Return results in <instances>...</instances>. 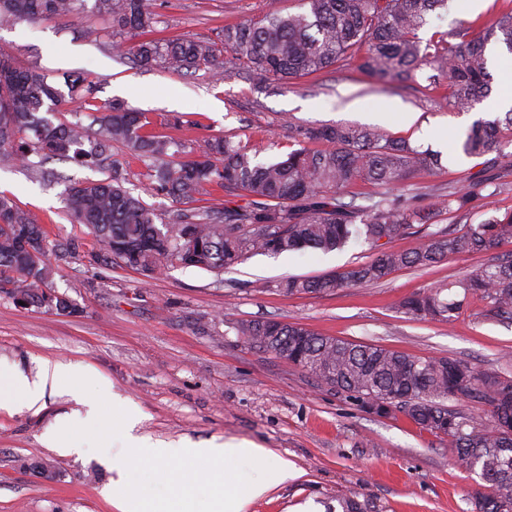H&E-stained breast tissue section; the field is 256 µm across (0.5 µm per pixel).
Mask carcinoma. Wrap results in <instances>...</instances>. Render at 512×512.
I'll return each instance as SVG.
<instances>
[{
    "label": "carcinoma",
    "instance_id": "carcinoma-1",
    "mask_svg": "<svg viewBox=\"0 0 512 512\" xmlns=\"http://www.w3.org/2000/svg\"><path fill=\"white\" fill-rule=\"evenodd\" d=\"M448 0H301L305 11L270 9L258 18L226 27L216 39H150L132 46L115 37L152 32L159 23L152 0H94L92 12L107 23L110 46L145 65L169 70H207L222 74L223 60L237 72L288 83L342 61L365 47L362 68L393 81H407L426 65L436 72L431 86L448 79V103L469 110L490 95L493 75L488 46L512 54V12L483 26L469 40L462 26L453 43L434 33L423 42L418 31ZM87 11V0H0V20L35 22L46 17H73ZM69 91H84L80 109L94 114L99 125L91 136L77 123H54L51 116L65 101L48 77L16 65L0 50V162L20 160L38 166L75 161L106 167L112 145L136 160H151L154 190L189 204L220 188L228 196L243 195L244 204L227 200L221 211L189 209L171 222L133 197L114 176L110 181H77L66 185L71 221L83 224L101 250L121 266L153 273L177 265L214 272L228 270L255 254L277 255L315 249L331 252L364 236L374 258L344 272L317 277H289L279 283L288 294L329 295L340 288L381 282L401 268H429L450 256L489 253L512 243V212L468 225L466 232L441 230L426 235L412 251L388 247L416 224H426L442 211H468L475 186L433 195L418 206L395 192L414 174L438 166V155L419 152L378 127L339 123L297 127L299 148L272 163L255 161L246 148L222 137L208 139L199 154L181 157L174 142L152 130L144 112L121 103L98 104L94 88L81 76L65 80ZM512 143V108L504 117L478 120L460 145L467 156H480ZM388 190L364 212L343 201L357 182ZM65 252L49 244L38 218L14 199L0 194V290L21 296L30 306L75 312L68 299L56 295L45 302L36 290L48 287L50 257ZM471 297L486 303L494 317L512 320V253L494 256L464 278L437 283L399 303L413 319L452 322ZM252 349L270 352L315 377L359 407L372 400L401 413L415 425L441 438L459 464L479 476L473 493L475 512H512V377L486 372L456 358H422L375 344H356L320 336L298 323L256 321L237 327ZM475 403L481 414L462 406Z\"/></svg>",
    "mask_w": 512,
    "mask_h": 512
}]
</instances>
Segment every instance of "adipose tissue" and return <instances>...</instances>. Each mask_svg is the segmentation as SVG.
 I'll return each mask as SVG.
<instances>
[{
    "label": "adipose tissue",
    "mask_w": 512,
    "mask_h": 512,
    "mask_svg": "<svg viewBox=\"0 0 512 512\" xmlns=\"http://www.w3.org/2000/svg\"><path fill=\"white\" fill-rule=\"evenodd\" d=\"M79 377V372L70 366L48 361L43 362L33 379L21 372L0 373V407L16 396L26 407H38L45 392H71L76 388Z\"/></svg>",
    "instance_id": "1"
}]
</instances>
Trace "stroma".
Here are the masks:
<instances>
[{
    "label": "stroma",
    "mask_w": 512,
    "mask_h": 512,
    "mask_svg": "<svg viewBox=\"0 0 512 512\" xmlns=\"http://www.w3.org/2000/svg\"><path fill=\"white\" fill-rule=\"evenodd\" d=\"M294 11L297 0H153L160 38H214L227 25L267 11L270 3ZM512 0H448L420 32L456 33L465 22L483 23ZM92 12L68 18L0 23V49L18 65L49 74L62 84L80 71L96 87L98 102H125L148 113L159 132L190 141L199 150L221 135L245 145L262 161L285 159L298 144L289 125L341 122L377 126L414 148L439 153L432 173L407 181L429 204L430 194L487 178L464 213H442L422 232L392 240L410 251L425 234L468 226L512 211V144L507 158L485 169L482 158L459 148L477 120L506 112L501 85L470 110L448 105L428 88L430 68L412 80L385 82L361 68L363 51L336 66L293 81L268 83L228 70L218 78L205 70L182 74L139 67L113 56L82 29L104 28ZM412 112L413 124L399 115ZM181 125H170L171 116ZM133 196L163 219L181 203L155 193L146 166L128 162L113 148ZM64 178L98 180L108 171L71 161H52ZM62 182L47 186L18 163L0 164V192L35 213L50 241L70 246L54 259L50 286L74 306L70 315L17 306L0 293V365L35 377L43 360L87 369L104 378L136 431L161 441H252L288 458L297 475L246 506L244 512H342L339 497L355 498L370 512H473L475 478L455 461L448 444L406 417L373 418L313 376L270 353L249 348L238 325L250 321L297 322L325 336L383 345L423 358L451 357L512 374V323L486 314L470 299L452 323L412 319L401 313L404 298L438 281H455L486 262L483 254L449 257L424 271L403 268L381 283L339 289L326 297L285 296L277 283L289 276L344 271L370 261L360 240L330 253L302 250L277 257L256 255L222 273L171 266L146 276L99 259V246L84 225L71 223ZM90 395L46 394L40 411L0 410V512H115L106 495L112 466L126 452L124 440L105 448L82 447L65 456L44 447L42 436L57 415L85 423Z\"/></svg>",
    "instance_id": "35a3bbf8"
}]
</instances>
